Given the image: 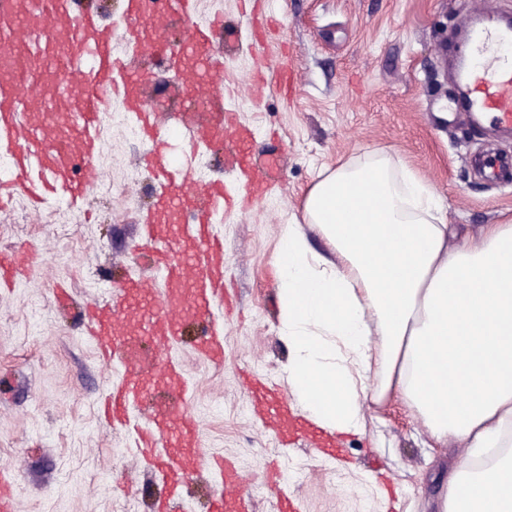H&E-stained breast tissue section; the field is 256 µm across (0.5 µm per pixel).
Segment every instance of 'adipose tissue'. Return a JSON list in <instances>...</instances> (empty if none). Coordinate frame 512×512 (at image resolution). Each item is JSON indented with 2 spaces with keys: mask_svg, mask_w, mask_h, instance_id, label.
Instances as JSON below:
<instances>
[{
  "mask_svg": "<svg viewBox=\"0 0 512 512\" xmlns=\"http://www.w3.org/2000/svg\"><path fill=\"white\" fill-rule=\"evenodd\" d=\"M303 219L330 254L291 224L275 255L293 392L345 433L359 432L363 408L400 401L435 443L466 449L440 512H512V458L471 459L512 447V224L449 247L444 203L384 157L327 173Z\"/></svg>",
  "mask_w": 512,
  "mask_h": 512,
  "instance_id": "adipose-tissue-1",
  "label": "adipose tissue"
}]
</instances>
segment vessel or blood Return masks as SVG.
<instances>
[{
	"mask_svg": "<svg viewBox=\"0 0 512 512\" xmlns=\"http://www.w3.org/2000/svg\"><path fill=\"white\" fill-rule=\"evenodd\" d=\"M24 2L0 0V59L9 62L8 68L0 70V150L10 155L9 168L0 170V210L17 195L36 210L56 198L74 206L82 203L89 191L85 174L95 168L100 152L101 114L116 97L154 144L147 165L171 188L161 195L157 216L141 226V242L150 247L153 267L167 283L157 299L159 312L138 306V299L149 290L133 282L115 293L112 305L86 316L92 343L124 375L123 383L111 389L107 403L111 423L122 426L153 377L173 376L162 352L178 340L186 315L196 316L206 326L198 351L214 363L224 359L214 328L215 307L223 302L224 248L212 235L210 224L223 212L227 196L223 183L202 184L188 167L170 166L167 135L157 124L146 94L137 81L122 85L116 81L128 66L127 58L116 53L118 38L163 52L169 17L149 10L147 0H127L128 24L119 30L79 13L75 0H42L37 12L25 8ZM180 7L182 35L193 49L206 52L213 31L223 26L222 16L201 27L193 21L195 0H180ZM462 25L466 37L453 61L458 91L448 109L467 114L475 123L512 131V54L503 51L512 44V14L488 15L477 9ZM63 39L77 43L78 52L57 57L54 47ZM53 69L76 72L78 89L65 98L54 93L55 83L49 77ZM211 103V111L185 116L183 124L192 130L190 147L219 141L227 157L244 162L241 137L224 131L223 98H212ZM79 167L84 170L80 177L75 174ZM185 211L192 213V224H179L175 236L161 239L158 224L177 222ZM36 259V251L29 246L0 252V284L10 287L33 279ZM143 335L153 345L151 352L137 347ZM255 406L266 413L269 426L280 425L284 406L275 393H263ZM136 449L168 471L171 499L160 505L159 512H176L175 501L191 480L183 464L187 457L222 479L225 494L214 500L211 512H229L231 500L245 494L234 462L207 455L192 415L168 402L151 405L137 430ZM14 481L13 473H0V512H19Z\"/></svg>",
	"mask_w": 512,
	"mask_h": 512,
	"instance_id": "vessel-or-blood-1",
	"label": "vessel or blood"
}]
</instances>
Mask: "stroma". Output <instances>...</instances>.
Returning a JSON list of instances; mask_svg holds the SVG:
<instances>
[{"label": "stroma", "instance_id": "stroma-1", "mask_svg": "<svg viewBox=\"0 0 512 512\" xmlns=\"http://www.w3.org/2000/svg\"><path fill=\"white\" fill-rule=\"evenodd\" d=\"M481 4L512 12V0H197V23L224 15L209 56L224 68V106L252 130L251 154L277 169L265 197L228 208L213 225L230 299L216 313L223 365L197 354L202 326L193 321L168 356L185 377L203 448L238 464L252 512H278L282 491L301 512H426L444 491L449 469L401 403L366 411L359 432L338 434L342 458L330 459L302 440L282 446L254 415L241 375L276 386L307 416L285 381L273 260L285 226L302 219L307 190L338 161L389 157L395 171L430 185L449 223L470 235L512 220V181L488 182L471 163L488 150L512 156V137L463 116L449 121L437 51L459 16ZM134 55L154 110L168 116L183 70L164 54ZM287 63L298 76L290 95L279 79ZM187 139L183 129L169 139L172 163L239 187L223 148L190 155ZM150 148L127 126L104 124L100 176L84 204L51 203L37 215L19 197L0 219V251L39 248L34 283L0 290V469L17 473L23 512H150L165 491L162 472L134 455L133 427L101 418L100 401L122 374L97 356L81 319L125 279L165 287L136 249L143 212L160 191L140 162ZM59 284L71 288L69 307L52 301ZM271 462L281 471L275 488L265 479Z\"/></svg>", "mask_w": 512, "mask_h": 512}]
</instances>
